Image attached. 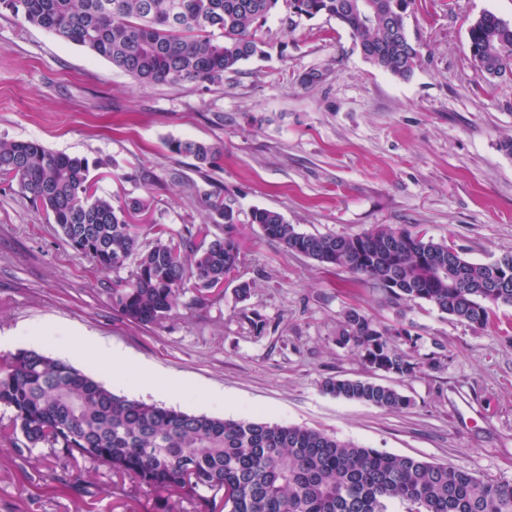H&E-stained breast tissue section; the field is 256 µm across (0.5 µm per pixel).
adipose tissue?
<instances>
[{"mask_svg":"<svg viewBox=\"0 0 512 512\" xmlns=\"http://www.w3.org/2000/svg\"><path fill=\"white\" fill-rule=\"evenodd\" d=\"M68 354L77 360L93 361L99 369L111 376L113 383L124 382L126 370L132 368L137 371L145 389L167 397L177 393L175 380L164 377L153 366L134 360L125 351L107 345L96 337H82L76 345L69 348Z\"/></svg>","mask_w":512,"mask_h":512,"instance_id":"obj_1","label":"adipose tissue"}]
</instances>
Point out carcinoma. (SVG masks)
Instances as JSON below:
<instances>
[{
    "label": "carcinoma",
    "mask_w": 512,
    "mask_h": 512,
    "mask_svg": "<svg viewBox=\"0 0 512 512\" xmlns=\"http://www.w3.org/2000/svg\"><path fill=\"white\" fill-rule=\"evenodd\" d=\"M0 0V9L59 40L110 61L142 86L224 83V74L262 54L257 28L282 6L288 21L325 16L347 29L373 66L406 80L422 58L420 44L390 21L415 0ZM475 67L490 79L512 77V24L485 12L468 28ZM170 150L201 169L220 148L175 140ZM0 178L16 183L57 225L64 243L99 270H127L112 281V308L149 327L167 319L187 288L213 293L243 264L234 210L220 195L204 208L226 220L173 233L144 224L148 201L115 205L99 196L89 161L34 140L0 139ZM248 223L286 250L344 269L395 302H425L452 319L485 326L493 308L512 306V254L490 263L448 251L405 227L377 225L356 236L305 234L277 211L254 208ZM336 343L355 347L374 370L414 378L441 367L418 358L406 329L391 331L357 308L344 312ZM324 393L389 411L411 400L362 379L325 380ZM12 411L0 431L24 456L35 448L72 461L104 462L112 472L157 492L222 512H512V482L485 481L466 467L381 452L318 429L187 413L117 395L69 362L35 348L0 355V407Z\"/></svg>",
    "instance_id": "1"
}]
</instances>
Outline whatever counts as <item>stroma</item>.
Here are the masks:
<instances>
[{
    "mask_svg": "<svg viewBox=\"0 0 512 512\" xmlns=\"http://www.w3.org/2000/svg\"><path fill=\"white\" fill-rule=\"evenodd\" d=\"M512 23V0H416L406 20L422 60L406 80L374 67L324 17L259 30L265 56L207 89L138 86L87 49L0 12V138L87 158L99 195L142 197L175 232L209 219L188 184L234 200L244 263L221 293L188 289L162 324L113 310L116 274L92 270L0 180V337L65 358L95 336L179 381L175 408L286 422L369 448L455 463L512 481V306L469 326L432 306L398 304L346 270L286 251L247 223L251 209L306 234L357 235L376 225L423 231L489 263L512 253V79L490 80L468 51L484 12ZM319 73L316 83L307 73ZM217 144L208 168L172 140ZM251 293L238 300L239 283ZM407 328L415 353L443 345L441 367L414 378L371 371L337 344L348 307ZM391 385L411 405L387 411L325 394L329 378ZM218 401L205 400V393ZM175 498L122 481L100 462H49L0 440V512H176Z\"/></svg>",
    "mask_w": 512,
    "mask_h": 512,
    "instance_id": "35a3bbf8",
    "label": "stroma"
}]
</instances>
